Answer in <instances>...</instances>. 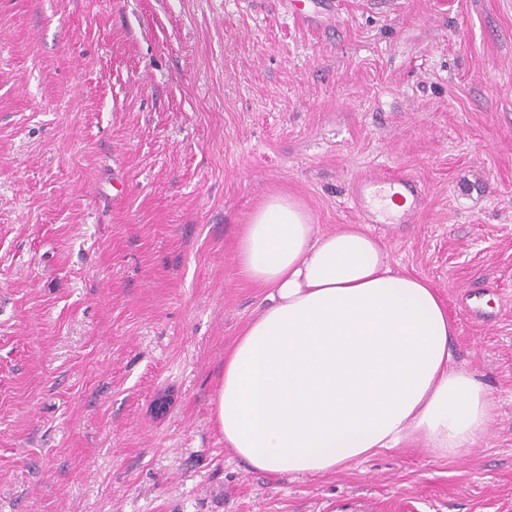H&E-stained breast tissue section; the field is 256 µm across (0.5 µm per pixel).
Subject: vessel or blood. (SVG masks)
<instances>
[{
  "instance_id": "b4317fda",
  "label": "vessel or blood",
  "mask_w": 512,
  "mask_h": 512,
  "mask_svg": "<svg viewBox=\"0 0 512 512\" xmlns=\"http://www.w3.org/2000/svg\"><path fill=\"white\" fill-rule=\"evenodd\" d=\"M353 196L360 223H378L379 213L385 212L384 202L389 197L399 198L406 208L401 218L404 222H414L416 215L422 209L425 198L415 181L400 174L384 176L369 174L359 178L353 186Z\"/></svg>"
}]
</instances>
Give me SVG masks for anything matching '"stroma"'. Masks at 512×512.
Masks as SVG:
<instances>
[{
    "mask_svg": "<svg viewBox=\"0 0 512 512\" xmlns=\"http://www.w3.org/2000/svg\"><path fill=\"white\" fill-rule=\"evenodd\" d=\"M0 0V512H512V0ZM371 225L495 413L464 453L248 469L215 428L270 196ZM480 289V314L463 304Z\"/></svg>",
    "mask_w": 512,
    "mask_h": 512,
    "instance_id": "obj_1",
    "label": "stroma"
}]
</instances>
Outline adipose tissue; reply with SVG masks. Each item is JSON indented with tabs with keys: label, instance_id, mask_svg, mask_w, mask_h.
<instances>
[{
	"label": "adipose tissue",
	"instance_id": "obj_1",
	"mask_svg": "<svg viewBox=\"0 0 512 512\" xmlns=\"http://www.w3.org/2000/svg\"><path fill=\"white\" fill-rule=\"evenodd\" d=\"M236 258L264 304L224 360L213 423L250 468L329 475L412 442L448 458L486 431L494 403L455 363L436 288L366 226L324 231L273 195Z\"/></svg>",
	"mask_w": 512,
	"mask_h": 512
}]
</instances>
